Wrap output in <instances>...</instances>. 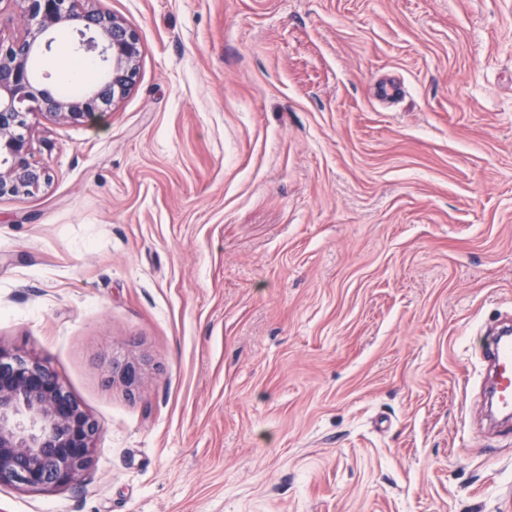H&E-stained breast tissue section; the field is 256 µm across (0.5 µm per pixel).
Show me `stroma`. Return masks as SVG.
<instances>
[{
  "mask_svg": "<svg viewBox=\"0 0 512 512\" xmlns=\"http://www.w3.org/2000/svg\"><path fill=\"white\" fill-rule=\"evenodd\" d=\"M82 6L138 74L29 116L49 180L0 197V346L99 434L0 512H512L474 343L512 319V0ZM50 38L35 78L77 55ZM112 365L113 379L117 377L130 394L139 389L144 375V359L129 357L120 359L113 357Z\"/></svg>",
  "mask_w": 512,
  "mask_h": 512,
  "instance_id": "stroma-1",
  "label": "stroma"
}]
</instances>
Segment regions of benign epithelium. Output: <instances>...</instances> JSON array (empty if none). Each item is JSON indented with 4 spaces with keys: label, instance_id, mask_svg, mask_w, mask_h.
Segmentation results:
<instances>
[{
    "label": "benign epithelium",
    "instance_id": "obj_1",
    "mask_svg": "<svg viewBox=\"0 0 512 512\" xmlns=\"http://www.w3.org/2000/svg\"><path fill=\"white\" fill-rule=\"evenodd\" d=\"M28 20L25 32L0 41V197L29 193L48 180L29 160L27 116L81 122L111 109L133 87L138 34L123 19L76 8L77 0H14ZM68 26L78 50L99 57V79L78 97L40 88L32 60L39 37ZM145 360L114 358L112 377L129 393L142 383ZM98 424L40 361L0 347V487L43 490L76 483L92 460Z\"/></svg>",
    "mask_w": 512,
    "mask_h": 512
}]
</instances>
